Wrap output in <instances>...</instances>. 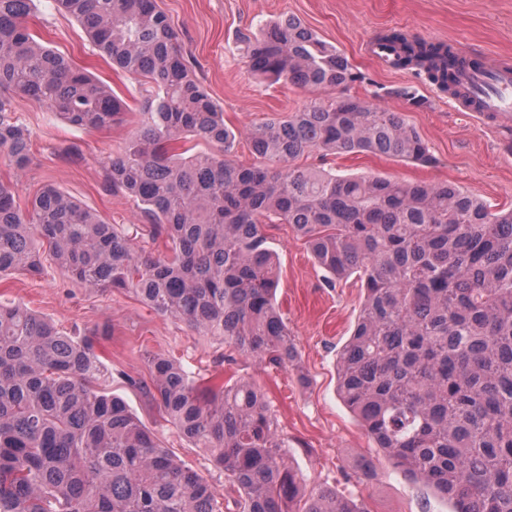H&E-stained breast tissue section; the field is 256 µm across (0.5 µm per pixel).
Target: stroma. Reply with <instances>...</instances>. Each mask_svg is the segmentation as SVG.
<instances>
[{
  "instance_id": "35a3bbf8",
  "label": "stroma",
  "mask_w": 512,
  "mask_h": 512,
  "mask_svg": "<svg viewBox=\"0 0 512 512\" xmlns=\"http://www.w3.org/2000/svg\"><path fill=\"white\" fill-rule=\"evenodd\" d=\"M156 3L179 33L182 54L200 86L222 108L227 126L242 132L317 98L314 90L258 82L235 49L241 32L292 15L377 84L415 85L426 107L415 108L397 97L385 98L381 105L402 113L437 159L436 165L422 166L373 154L323 159L310 153L300 158V165L343 176L372 173L409 182H448L492 206H512V151L499 134L469 113L457 111L448 94L416 84L411 73L382 69L366 53L379 34L399 29L428 41L512 59V0ZM36 13L32 30L44 44L108 84L133 108L138 106L146 89L143 79L114 71L111 62L93 50L82 26L55 0H36ZM13 108L30 133L33 159L20 177L0 161V180L18 179L21 206H29L41 187L52 185L110 223H138L139 210L132 199L101 190L103 163L119 151L138 113L129 114L127 124L95 130L72 127L22 94L15 95ZM71 143L81 146L80 161L59 157V150ZM265 232L279 267L275 303L298 351L297 362L287 367L258 362L220 340L195 335L183 322L158 314L132 294L76 286L51 264L39 275L1 277L0 302H22L69 333H95V351L111 376L108 393L122 398L163 447L202 475L220 502L235 498L223 471L215 468L205 449L180 437L140 388L129 384L133 378L150 383L149 355L174 358L199 378L216 382L250 378L258 384L270 403L283 453L298 475L301 493L293 512H303L310 491L321 486L335 487L337 493L361 503L366 512H451L449 500L392 467L338 395V353L355 328L364 300L360 279L353 275L328 284L327 272L290 225L270 224ZM367 460L377 471L369 481L357 477Z\"/></svg>"
}]
</instances>
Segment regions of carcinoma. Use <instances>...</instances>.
Instances as JSON below:
<instances>
[{
    "label": "carcinoma",
    "instance_id": "1",
    "mask_svg": "<svg viewBox=\"0 0 512 512\" xmlns=\"http://www.w3.org/2000/svg\"><path fill=\"white\" fill-rule=\"evenodd\" d=\"M112 65L153 88L137 128L105 164L103 190L140 206L138 227L112 224L53 186L30 207L0 181V276L43 270L40 246L71 282L123 289L156 312L247 357L292 364L297 350L274 302L265 225L290 224L333 279L365 291L338 359V392L393 467L453 502L452 512H512V208L493 211L448 183L341 177L296 164L317 152L437 159L388 96L424 105L412 86L372 82L301 20L266 22L238 47L261 81L323 90L246 130L256 162L192 77L156 0H56ZM35 0H0V159L31 162L17 93L81 129L125 121L126 101L31 33ZM392 66L452 95L453 49L390 30ZM363 92H354L355 87ZM203 142L195 153L176 144ZM146 389L177 431L207 449L237 489V512H290L299 492L267 401L248 379L204 386L173 358L149 359ZM90 339L24 305L0 304V512H223L210 484L179 463L122 399L105 391ZM305 512H366L324 487Z\"/></svg>",
    "mask_w": 512,
    "mask_h": 512
}]
</instances>
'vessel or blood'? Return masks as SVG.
<instances>
[{
    "label": "vessel or blood",
    "instance_id": "1",
    "mask_svg": "<svg viewBox=\"0 0 512 512\" xmlns=\"http://www.w3.org/2000/svg\"><path fill=\"white\" fill-rule=\"evenodd\" d=\"M459 81L464 93L453 99L458 111L472 113L499 131H512L511 63L483 56L477 65L460 70Z\"/></svg>",
    "mask_w": 512,
    "mask_h": 512
}]
</instances>
